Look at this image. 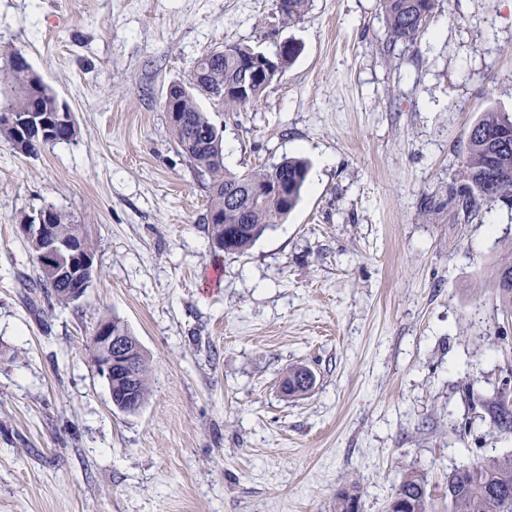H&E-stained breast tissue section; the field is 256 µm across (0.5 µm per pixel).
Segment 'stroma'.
I'll use <instances>...</instances> for the list:
<instances>
[{
	"label": "stroma",
	"instance_id": "stroma-1",
	"mask_svg": "<svg viewBox=\"0 0 512 512\" xmlns=\"http://www.w3.org/2000/svg\"><path fill=\"white\" fill-rule=\"evenodd\" d=\"M298 54L256 106L197 102L224 165L308 163L297 206L215 258L207 190L163 110L227 44ZM24 53L76 134L24 156L0 139V512H333L348 482L387 512L405 474L449 512L454 469L512 454V207L464 221L470 127L512 115V0H438L391 44L380 0H0V53ZM84 224L97 275L77 302L37 288L23 216ZM222 271L208 285L212 268ZM120 319L149 394L112 404L88 341ZM315 375L304 396L280 383ZM310 0H278V14L282 23L301 20L307 13Z\"/></svg>",
	"mask_w": 512,
	"mask_h": 512
}]
</instances>
